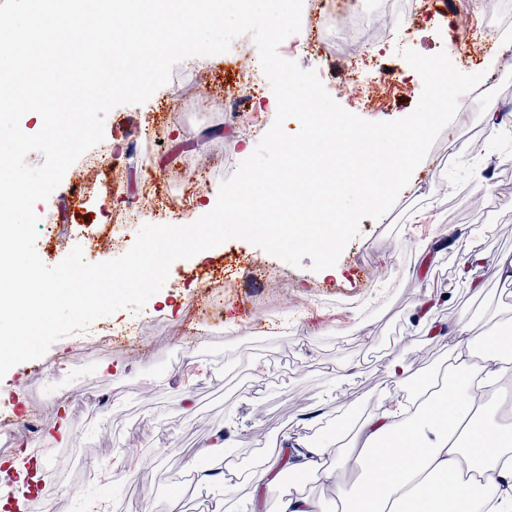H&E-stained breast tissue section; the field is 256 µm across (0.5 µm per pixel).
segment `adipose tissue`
I'll use <instances>...</instances> for the list:
<instances>
[{"label":"adipose tissue","mask_w":512,"mask_h":512,"mask_svg":"<svg viewBox=\"0 0 512 512\" xmlns=\"http://www.w3.org/2000/svg\"><path fill=\"white\" fill-rule=\"evenodd\" d=\"M455 336L439 390L416 392L413 413L390 399L354 427L337 425L346 447L290 441L291 472L337 485L342 512H462L479 499L512 512V429L493 417L500 382L512 372V330L495 321L474 336L463 315ZM351 468L358 483L340 489Z\"/></svg>","instance_id":"adipose-tissue-1"}]
</instances>
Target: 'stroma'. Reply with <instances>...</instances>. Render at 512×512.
<instances>
[{
    "label": "stroma",
    "mask_w": 512,
    "mask_h": 512,
    "mask_svg": "<svg viewBox=\"0 0 512 512\" xmlns=\"http://www.w3.org/2000/svg\"><path fill=\"white\" fill-rule=\"evenodd\" d=\"M320 2L303 0L302 25L313 31L311 44L294 34L279 52L314 71L343 108L363 119L391 121L416 107L422 81L401 56L404 48L425 55L445 51L460 71L483 73L492 92L467 101L387 215L362 220L336 275L313 271L311 258L296 268L233 238L201 259L174 262L161 297L150 298L141 311L109 316V323L134 327L136 335L113 337L110 348L84 360L64 338L45 357L13 367L0 380V411L39 404L46 416L34 434L25 422L12 426L10 437L0 436V453L25 444L53 451V465L83 484V499L106 500L107 512H196L201 501L210 503V512H279L292 486L284 478L225 497L204 484L190 496L175 490L211 468L201 449L216 432L224 434L225 458L250 471L287 437L333 444L337 421H358L380 395H400L390 360L400 359L424 381L447 367L461 314H469L475 336L492 312L512 325V283L497 268L500 257L512 256V73L501 72L512 51V20L463 58L461 31L446 0H410L413 11L402 29L388 26L379 0H362L379 33L366 45L364 61L382 84L380 104L368 106L344 66L350 48L317 16ZM254 48L250 36H240L225 53L175 66L173 82L190 98L202 91L224 97L225 62ZM256 80L261 89L247 128L203 109H185L171 122V85L143 104L110 110L104 167L122 172L124 184L116 192L101 181L71 209L66 201L75 175L66 172L50 198L35 206L40 223L50 227L39 252L43 263L56 265L84 244L89 225L104 223L105 211L129 207L143 179H153L162 196L177 195L184 167L195 164L212 167L213 177L188 211L171 217L147 207L124 232L131 243L140 225L189 224L201 217L230 175L225 159L248 158L274 121L276 97L264 72ZM140 128L161 132L165 149L131 168L127 135ZM449 151L457 162L444 163ZM483 164L494 167L487 183L478 177ZM462 233L484 257L473 274L483 286L478 295L459 272L453 241ZM227 277L233 290L222 304H208L203 280ZM193 304L199 310L185 320ZM340 368L345 377H337ZM163 444L168 454H159Z\"/></svg>",
    "instance_id": "35a3bbf8"
}]
</instances>
